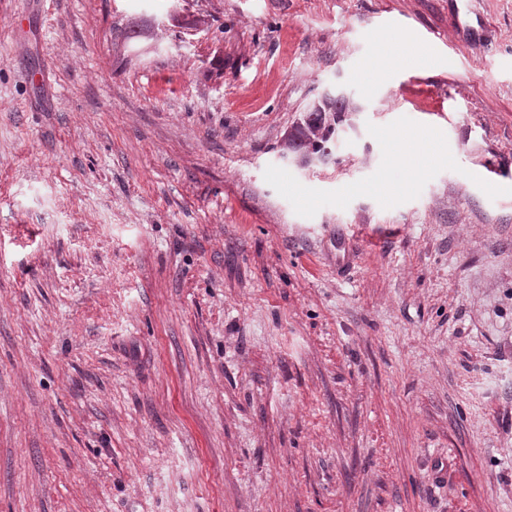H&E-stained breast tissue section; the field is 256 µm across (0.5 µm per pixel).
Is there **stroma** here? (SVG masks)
I'll list each match as a JSON object with an SVG mask.
<instances>
[{
  "label": "stroma",
  "instance_id": "35a3bbf8",
  "mask_svg": "<svg viewBox=\"0 0 512 512\" xmlns=\"http://www.w3.org/2000/svg\"><path fill=\"white\" fill-rule=\"evenodd\" d=\"M471 6L480 49L448 0H0V512H512V0ZM343 87L336 161L282 160ZM465 14L468 15L473 13L475 15L477 27L470 25L468 22L462 23L460 19V8L456 3V9L454 10L453 18L455 23L457 24L460 33H461V41L471 45H480L481 36L486 28V22L480 13L473 11L469 4H465Z\"/></svg>",
  "mask_w": 512,
  "mask_h": 512
}]
</instances>
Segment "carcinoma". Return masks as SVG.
Masks as SVG:
<instances>
[{
  "label": "carcinoma",
  "mask_w": 512,
  "mask_h": 512,
  "mask_svg": "<svg viewBox=\"0 0 512 512\" xmlns=\"http://www.w3.org/2000/svg\"><path fill=\"white\" fill-rule=\"evenodd\" d=\"M321 112H306L300 122L288 131V139L283 141L281 157L291 159L304 166L311 154L329 157L327 151L340 146L336 129V114L349 108L343 99L331 98L322 105Z\"/></svg>",
  "instance_id": "carcinoma-1"
}]
</instances>
